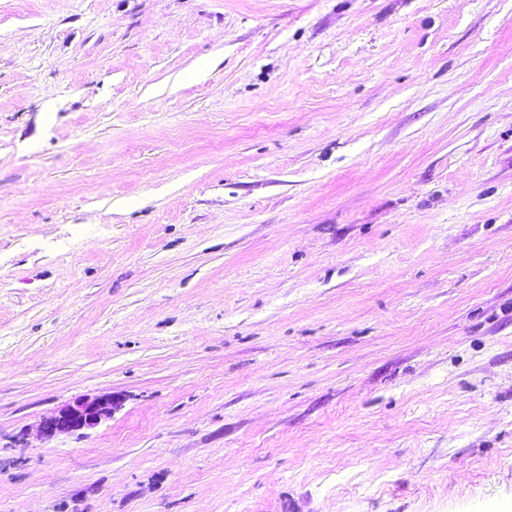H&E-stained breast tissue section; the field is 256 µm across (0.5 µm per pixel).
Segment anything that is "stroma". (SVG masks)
Returning <instances> with one entry per match:
<instances>
[{
	"instance_id": "stroma-1",
	"label": "stroma",
	"mask_w": 512,
	"mask_h": 512,
	"mask_svg": "<svg viewBox=\"0 0 512 512\" xmlns=\"http://www.w3.org/2000/svg\"><path fill=\"white\" fill-rule=\"evenodd\" d=\"M0 512H512V0H0ZM120 404L112 396L78 398L44 418L39 427L40 435L50 439L58 434L93 429L110 418Z\"/></svg>"
}]
</instances>
